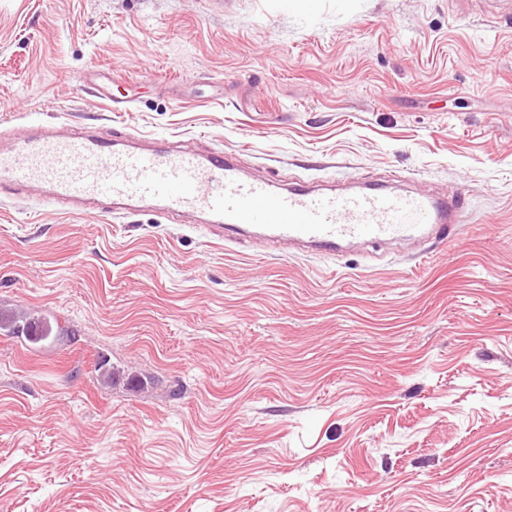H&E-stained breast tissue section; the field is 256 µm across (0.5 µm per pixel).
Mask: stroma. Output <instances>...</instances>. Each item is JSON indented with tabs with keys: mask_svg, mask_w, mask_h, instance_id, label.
<instances>
[{
	"mask_svg": "<svg viewBox=\"0 0 512 512\" xmlns=\"http://www.w3.org/2000/svg\"><path fill=\"white\" fill-rule=\"evenodd\" d=\"M40 123L469 197L448 247L324 257L0 183V316L57 334H0V512H512V31L481 0H0V133Z\"/></svg>",
	"mask_w": 512,
	"mask_h": 512,
	"instance_id": "obj_1",
	"label": "stroma"
}]
</instances>
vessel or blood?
<instances>
[{
	"label": "vessel or blood",
	"mask_w": 512,
	"mask_h": 512,
	"mask_svg": "<svg viewBox=\"0 0 512 512\" xmlns=\"http://www.w3.org/2000/svg\"><path fill=\"white\" fill-rule=\"evenodd\" d=\"M0 179L47 187L63 210L109 214L135 200L166 215H202L216 237L257 236L324 256L356 243L458 238L465 198L404 194L384 184L348 193L309 184L282 189L245 176L232 157L171 148L135 150L119 138L48 126L0 150Z\"/></svg>",
	"instance_id": "vessel-or-blood-1"
}]
</instances>
